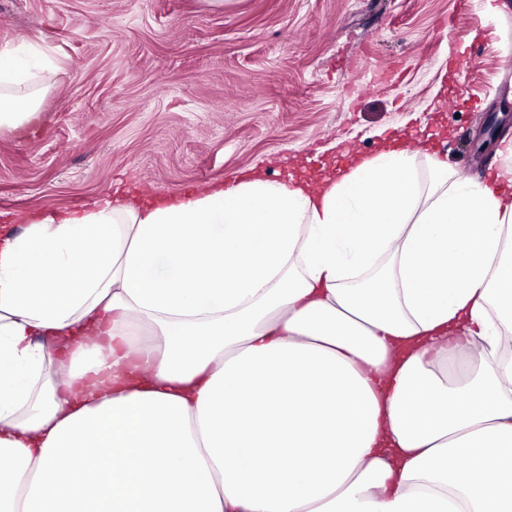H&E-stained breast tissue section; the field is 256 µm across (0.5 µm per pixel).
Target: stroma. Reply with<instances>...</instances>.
I'll list each match as a JSON object with an SVG mask.
<instances>
[{"mask_svg": "<svg viewBox=\"0 0 512 512\" xmlns=\"http://www.w3.org/2000/svg\"><path fill=\"white\" fill-rule=\"evenodd\" d=\"M0 0L43 122L0 127V225L108 195L332 167L405 136L470 176L512 137V0Z\"/></svg>", "mask_w": 512, "mask_h": 512, "instance_id": "stroma-1", "label": "stroma"}]
</instances>
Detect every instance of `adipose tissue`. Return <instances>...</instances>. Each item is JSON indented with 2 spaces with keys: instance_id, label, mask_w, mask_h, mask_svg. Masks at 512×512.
Here are the masks:
<instances>
[{
  "instance_id": "obj_1",
  "label": "adipose tissue",
  "mask_w": 512,
  "mask_h": 512,
  "mask_svg": "<svg viewBox=\"0 0 512 512\" xmlns=\"http://www.w3.org/2000/svg\"><path fill=\"white\" fill-rule=\"evenodd\" d=\"M430 164L0 233V512H512V189Z\"/></svg>"
}]
</instances>
